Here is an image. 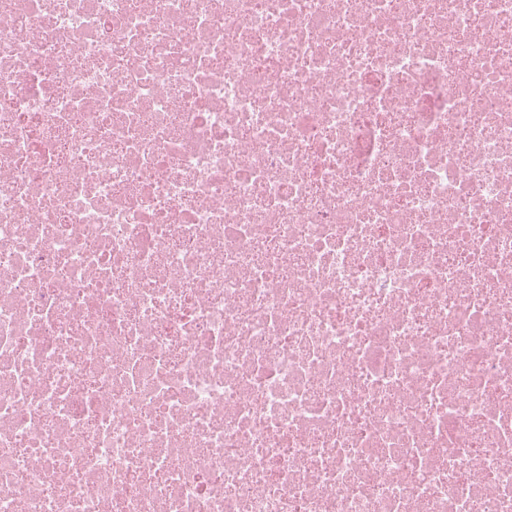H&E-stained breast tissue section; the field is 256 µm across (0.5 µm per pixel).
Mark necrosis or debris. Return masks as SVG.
<instances>
[{"label": "necrosis or debris", "mask_w": 512, "mask_h": 512, "mask_svg": "<svg viewBox=\"0 0 512 512\" xmlns=\"http://www.w3.org/2000/svg\"><path fill=\"white\" fill-rule=\"evenodd\" d=\"M0 512H512V0H0Z\"/></svg>", "instance_id": "obj_1"}]
</instances>
